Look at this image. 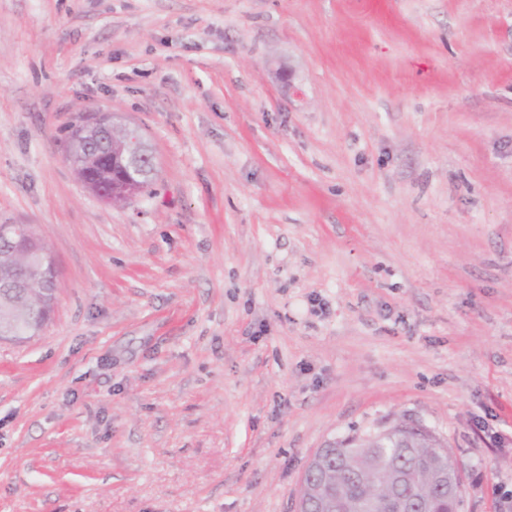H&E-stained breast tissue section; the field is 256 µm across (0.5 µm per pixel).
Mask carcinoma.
I'll return each instance as SVG.
<instances>
[{
    "label": "carcinoma",
    "mask_w": 512,
    "mask_h": 512,
    "mask_svg": "<svg viewBox=\"0 0 512 512\" xmlns=\"http://www.w3.org/2000/svg\"><path fill=\"white\" fill-rule=\"evenodd\" d=\"M155 170L149 168L138 185L125 194L112 197V203L120 206L131 197L149 187ZM46 252L48 248L38 239L24 245L4 248L0 246V263L12 265L22 262L26 249ZM56 279L35 280L26 296L13 295V289L0 284V314L21 317L16 335L28 337L37 333L48 320L55 300ZM397 435L411 448H381L371 436H352L338 443V456L344 458L345 466L331 459L324 462L323 469L315 478L319 497L331 495L348 503V512H395L394 506L379 499L365 497V485L382 487L390 483L397 473L405 475L400 484L401 495L421 501L426 512H459L462 497L454 495L452 487L460 479L459 469L451 451L432 440L423 438L420 430L405 423L393 426Z\"/></svg>",
    "instance_id": "1"
}]
</instances>
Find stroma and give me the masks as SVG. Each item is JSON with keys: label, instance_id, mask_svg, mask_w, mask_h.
<instances>
[{"label": "stroma", "instance_id": "obj_1", "mask_svg": "<svg viewBox=\"0 0 512 512\" xmlns=\"http://www.w3.org/2000/svg\"><path fill=\"white\" fill-rule=\"evenodd\" d=\"M103 111L125 205L65 159ZM0 224L58 295L0 342V512H297L404 421L512 494V0H0ZM95 118L90 119L84 127L79 137L73 139L71 153L68 158L73 159L82 153L92 154L96 160L107 162L112 168V183L107 188L97 187L95 183L88 179L87 170L80 171V179L85 187L101 200L120 206L125 204L131 197L140 194L145 188L149 187L155 176V167L147 168L146 175L138 180V185L132 187L126 194H117L112 197V190L131 182L139 175L138 163L144 156L143 149L139 143V138L134 132L123 128L112 121V113L96 114ZM115 126L124 129V137L120 150L112 152H98L96 138L98 136L110 137L112 128Z\"/></svg>", "mask_w": 512, "mask_h": 512}]
</instances>
